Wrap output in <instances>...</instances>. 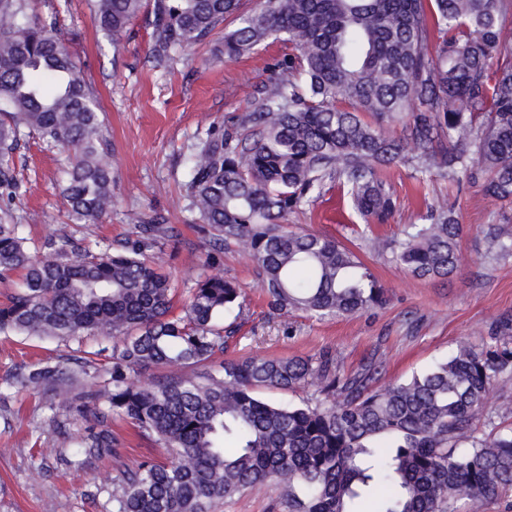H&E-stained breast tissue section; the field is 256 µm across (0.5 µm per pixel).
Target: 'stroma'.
<instances>
[{
    "label": "stroma",
    "instance_id": "35a3bbf8",
    "mask_svg": "<svg viewBox=\"0 0 512 512\" xmlns=\"http://www.w3.org/2000/svg\"><path fill=\"white\" fill-rule=\"evenodd\" d=\"M33 13L55 16L59 36L76 58L100 106L111 143L113 206L94 224H76L62 195L66 155L38 137L21 140L13 172L25 196L15 221L30 248L66 233L82 245L135 239L140 221L159 219L173 227L163 245L164 268L181 298L199 274L235 280L242 306L227 313L234 329L226 357H331L337 375L372 368V389H382L447 359L463 344L479 346L512 336V255L489 254L488 233L512 228V201L500 200L448 174L440 157L450 139L434 145L437 161L427 171L406 158L381 165L396 209L387 223L366 225L334 184L288 217L292 230L327 235L357 253L386 290L383 305L353 316L318 319L296 310L270 308L254 263L235 248L206 260V237L186 189L192 149L215 128L238 129L242 117L274 87V66L290 53L288 43L268 39L238 59L224 57L225 20L207 38L158 56L146 14H139L118 45L94 26L92 0H32ZM444 209L464 227V262L456 272L418 278L396 266L373 241L399 238L407 224L421 223L428 209ZM109 341L88 334L80 340L0 334V512H112L100 487L127 466L162 458L154 438L118 418L108 426L118 439L117 456L89 457L75 465L76 438L93 426L79 414L81 395L99 390L111 360L98 358L77 382L38 387L12 385V378L48 362L74 368L81 352ZM276 487L216 501L212 512H279Z\"/></svg>",
    "mask_w": 512,
    "mask_h": 512
}]
</instances>
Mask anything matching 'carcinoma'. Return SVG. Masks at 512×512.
<instances>
[{
  "label": "carcinoma",
  "mask_w": 512,
  "mask_h": 512,
  "mask_svg": "<svg viewBox=\"0 0 512 512\" xmlns=\"http://www.w3.org/2000/svg\"><path fill=\"white\" fill-rule=\"evenodd\" d=\"M145 0H93L92 20L117 40ZM152 0L157 55L206 38L231 16L224 56L241 57L275 36L295 53L282 78L241 120L244 132L216 131L191 153V203L212 255L233 246L262 278L271 306L312 316L354 315L385 301L370 269L336 240L299 233L289 213L334 182L364 219L385 222L396 203L376 165L404 150L393 126L409 121L421 155L446 134L457 150L444 164L498 199L512 200V60L494 62L512 0ZM30 0H0V277L21 282L0 303V333L113 340L104 389L83 405L101 425L77 442L79 453L117 455L104 426L131 422L172 455L119 471L112 512H211L212 504L265 485L281 489L282 512H454V504L495 500L512 489V427H477L492 386L512 378V341L462 345L409 380L369 389L365 369L340 378L325 356L227 358L194 380L179 375L224 355V314L240 305L232 280L200 275L171 315L174 289L163 270L167 224L138 225L137 238L91 251L64 234L31 251L14 223L22 196L12 176L20 139L35 134L74 150L63 195L73 220L96 222L112 207V169L103 121L51 18H34ZM437 40L436 55L428 52ZM462 225L444 211L410 224L393 241L392 260L417 277L446 276L462 261ZM512 253V230L491 232ZM167 367L151 386L137 369ZM58 366L30 371L39 385ZM315 387L316 397L281 404L261 388ZM342 400L329 403V396Z\"/></svg>",
  "instance_id": "1"
}]
</instances>
